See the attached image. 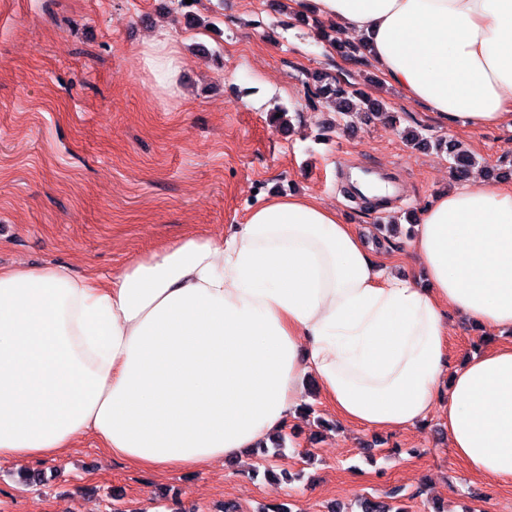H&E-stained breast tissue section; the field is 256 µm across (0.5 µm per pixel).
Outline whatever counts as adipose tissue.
Returning a JSON list of instances; mask_svg holds the SVG:
<instances>
[{
	"label": "adipose tissue",
	"mask_w": 512,
	"mask_h": 512,
	"mask_svg": "<svg viewBox=\"0 0 512 512\" xmlns=\"http://www.w3.org/2000/svg\"><path fill=\"white\" fill-rule=\"evenodd\" d=\"M368 37L371 61L445 125L512 130V0H292ZM385 271L336 208L272 195L221 238L188 235L107 281L0 270V462L78 435L149 470H198L289 428L315 376L343 422L447 419L474 476L512 483V344L449 364L452 316L512 331V190L435 196Z\"/></svg>",
	"instance_id": "adipose-tissue-1"
}]
</instances>
